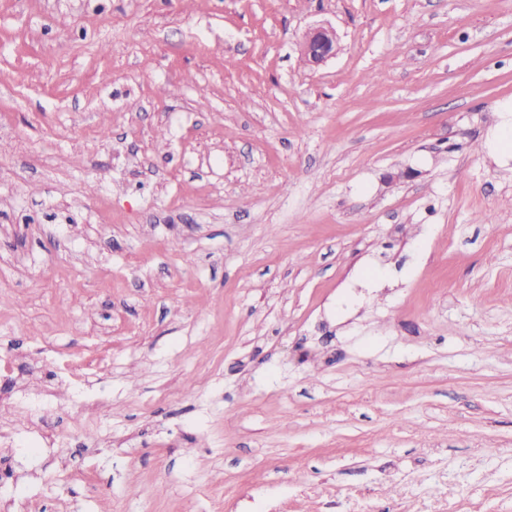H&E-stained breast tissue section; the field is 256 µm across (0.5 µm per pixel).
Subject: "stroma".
<instances>
[{"instance_id": "35a3bbf8", "label": "stroma", "mask_w": 512, "mask_h": 512, "mask_svg": "<svg viewBox=\"0 0 512 512\" xmlns=\"http://www.w3.org/2000/svg\"><path fill=\"white\" fill-rule=\"evenodd\" d=\"M507 99L512 0H0V512H512ZM299 46L301 57L308 66H320L337 52L336 30L323 26L310 28L303 35ZM495 110L502 113V122L495 135L494 144L498 148L512 150V100L498 102Z\"/></svg>"}]
</instances>
